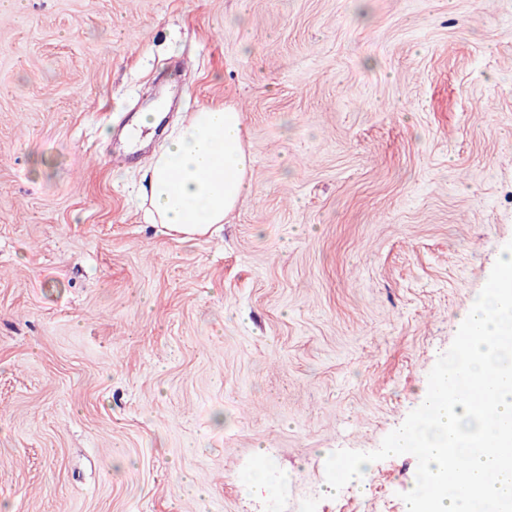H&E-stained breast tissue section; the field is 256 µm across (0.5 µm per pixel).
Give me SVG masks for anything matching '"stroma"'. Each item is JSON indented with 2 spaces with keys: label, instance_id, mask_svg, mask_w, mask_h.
I'll list each match as a JSON object with an SVG mask.
<instances>
[{
  "label": "stroma",
  "instance_id": "obj_1",
  "mask_svg": "<svg viewBox=\"0 0 512 512\" xmlns=\"http://www.w3.org/2000/svg\"><path fill=\"white\" fill-rule=\"evenodd\" d=\"M233 103L250 195L183 244L149 153ZM512 241V0H0V512H405L325 462L419 407ZM271 489L247 477L258 459Z\"/></svg>",
  "mask_w": 512,
  "mask_h": 512
}]
</instances>
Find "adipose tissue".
<instances>
[{"label": "adipose tissue", "instance_id": "ef3b65f1", "mask_svg": "<svg viewBox=\"0 0 512 512\" xmlns=\"http://www.w3.org/2000/svg\"><path fill=\"white\" fill-rule=\"evenodd\" d=\"M252 156L243 114L232 104L173 126L149 168L156 223L180 242L205 235L252 189Z\"/></svg>", "mask_w": 512, "mask_h": 512}]
</instances>
